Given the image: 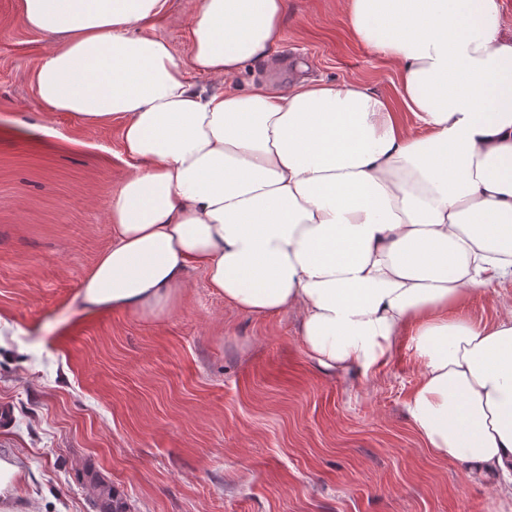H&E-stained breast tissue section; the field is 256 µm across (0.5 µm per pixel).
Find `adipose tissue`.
<instances>
[{
    "mask_svg": "<svg viewBox=\"0 0 512 512\" xmlns=\"http://www.w3.org/2000/svg\"><path fill=\"white\" fill-rule=\"evenodd\" d=\"M340 2L358 40L403 73L405 113L360 83L229 87L270 58L284 0H194L186 59L138 32L167 0H20L24 25L58 43L35 75L44 107L90 126L123 121L131 172L107 206L112 245L80 295L158 317L197 266L225 304L296 312L311 358L366 378L410 337L414 428L512 500V305L490 322L458 312L512 281L503 2ZM22 477L18 455L0 454V512H31Z\"/></svg>",
    "mask_w": 512,
    "mask_h": 512,
    "instance_id": "adipose-tissue-1",
    "label": "adipose tissue"
}]
</instances>
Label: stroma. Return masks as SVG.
<instances>
[{
	"instance_id": "1",
	"label": "stroma",
	"mask_w": 512,
	"mask_h": 512,
	"mask_svg": "<svg viewBox=\"0 0 512 512\" xmlns=\"http://www.w3.org/2000/svg\"><path fill=\"white\" fill-rule=\"evenodd\" d=\"M192 6L167 0L141 34L189 56ZM53 46L21 24L19 0H0V407L13 412L0 448L24 460L20 498L94 512L93 470L126 512H503L490 481L435 457L413 427L408 343L375 380L326 371L295 313L237 311L198 269L165 316L83 308L129 167L121 120L90 127L42 107L34 76ZM272 57L400 101L401 71L352 36L339 0H286ZM511 303L505 282L462 312L490 320Z\"/></svg>"
}]
</instances>
